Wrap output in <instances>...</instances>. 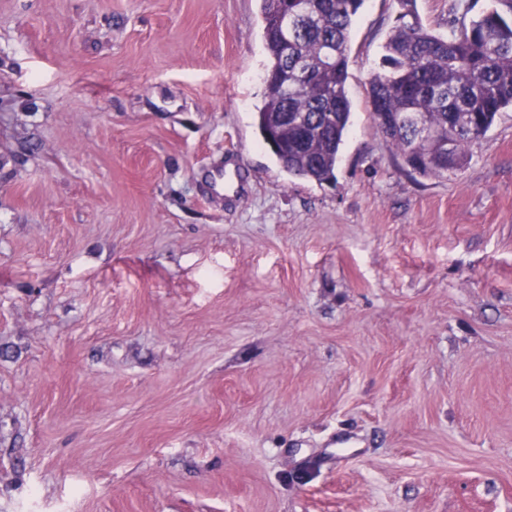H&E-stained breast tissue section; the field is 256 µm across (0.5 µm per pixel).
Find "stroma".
<instances>
[{"label":"stroma","mask_w":512,"mask_h":512,"mask_svg":"<svg viewBox=\"0 0 512 512\" xmlns=\"http://www.w3.org/2000/svg\"><path fill=\"white\" fill-rule=\"evenodd\" d=\"M398 12L320 184L255 125L261 0H0V512H512V107L410 171Z\"/></svg>","instance_id":"35a3bbf8"}]
</instances>
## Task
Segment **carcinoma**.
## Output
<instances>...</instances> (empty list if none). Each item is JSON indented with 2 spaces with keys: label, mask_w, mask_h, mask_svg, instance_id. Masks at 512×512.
<instances>
[{
  "label": "carcinoma",
  "mask_w": 512,
  "mask_h": 512,
  "mask_svg": "<svg viewBox=\"0 0 512 512\" xmlns=\"http://www.w3.org/2000/svg\"><path fill=\"white\" fill-rule=\"evenodd\" d=\"M399 13L370 82L376 127L422 176L441 175L466 159L502 109L512 107V0L490 8L448 36L420 21L417 0H397ZM364 0H261L269 57L262 139L282 124L272 150L288 174L335 180L348 132L346 91L350 34Z\"/></svg>",
  "instance_id": "1"
}]
</instances>
